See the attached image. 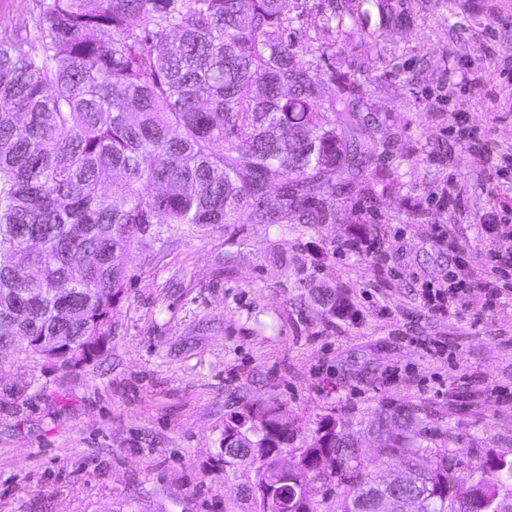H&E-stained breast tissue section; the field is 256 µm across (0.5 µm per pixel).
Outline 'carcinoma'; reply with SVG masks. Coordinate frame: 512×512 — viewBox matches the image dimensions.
<instances>
[{
  "label": "carcinoma",
  "mask_w": 512,
  "mask_h": 512,
  "mask_svg": "<svg viewBox=\"0 0 512 512\" xmlns=\"http://www.w3.org/2000/svg\"><path fill=\"white\" fill-rule=\"evenodd\" d=\"M307 0H34L0 40V349L12 336H68L95 357L127 280L124 255L175 230L334 224L326 199L370 193L379 155L367 116L327 68L299 62ZM68 288L65 296L54 294ZM419 407L377 410L401 433L418 482L412 512H512V453L463 468L455 436L420 426ZM280 406L242 403L224 429L246 432L242 460L269 434L292 440ZM335 488L309 512H378L387 492L339 421ZM299 470L275 488L293 505ZM471 483L473 498L452 494Z\"/></svg>",
  "instance_id": "cac0c4a2"
}]
</instances>
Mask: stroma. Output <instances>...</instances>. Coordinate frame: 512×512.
I'll use <instances>...</instances> for the list:
<instances>
[{
  "instance_id": "35a3bbf8",
  "label": "stroma",
  "mask_w": 512,
  "mask_h": 512,
  "mask_svg": "<svg viewBox=\"0 0 512 512\" xmlns=\"http://www.w3.org/2000/svg\"><path fill=\"white\" fill-rule=\"evenodd\" d=\"M304 48L372 103L381 155L374 198H328L332 224L238 223L124 258L112 334L75 368L18 356L0 370V512H251L250 463L224 461L238 398L288 413L295 445L318 417L422 406L463 462L512 450V287L492 312L436 316L407 275L440 279L453 251L489 249L476 224L512 199V0H308ZM482 79L467 81L466 61ZM465 113L480 150L449 116ZM456 202L440 208L442 193ZM434 224L451 240L429 237ZM405 236H397V228ZM361 231L384 257L340 259ZM352 306L339 316L335 303ZM448 346L438 357L412 337ZM27 381L25 392L9 389Z\"/></svg>"
}]
</instances>
